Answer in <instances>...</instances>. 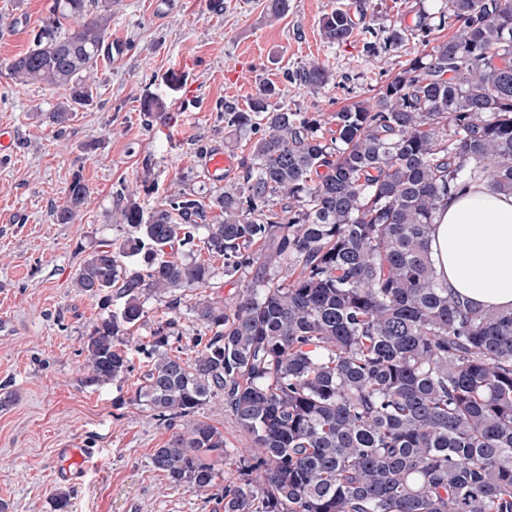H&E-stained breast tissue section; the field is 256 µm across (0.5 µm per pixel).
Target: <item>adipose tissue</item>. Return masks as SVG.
<instances>
[{"instance_id":"adipose-tissue-1","label":"adipose tissue","mask_w":512,"mask_h":512,"mask_svg":"<svg viewBox=\"0 0 512 512\" xmlns=\"http://www.w3.org/2000/svg\"><path fill=\"white\" fill-rule=\"evenodd\" d=\"M429 248L449 291L481 309H512V195L483 184L450 191Z\"/></svg>"}]
</instances>
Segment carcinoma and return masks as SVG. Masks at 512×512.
Returning a JSON list of instances; mask_svg holds the SVG:
<instances>
[{
    "mask_svg": "<svg viewBox=\"0 0 512 512\" xmlns=\"http://www.w3.org/2000/svg\"><path fill=\"white\" fill-rule=\"evenodd\" d=\"M445 8L452 35L336 112L334 129L277 105L272 84L246 110L225 106L252 141L238 181L149 214L130 190L119 215L131 233L76 273L106 311L82 348L88 386L129 372L149 297L177 310L197 291L195 356L172 349L177 321L159 325L138 346L147 370L133 404L173 429L152 467L220 491L224 512H512V310L449 292L429 250L450 190L512 194V0ZM111 23L112 0H52L29 49L4 63L17 85L68 90L52 124L92 102ZM355 26L341 7L320 19L329 44ZM297 77L316 91L332 74L311 62ZM88 196L73 176L55 222L74 223ZM176 245L185 253L165 252ZM273 264L288 274L247 279ZM221 274L243 279L231 306L199 292ZM213 398L248 438L233 480L224 432L198 418Z\"/></svg>",
    "mask_w": 512,
    "mask_h": 512,
    "instance_id": "cac0c4a2",
    "label": "carcinoma"
}]
</instances>
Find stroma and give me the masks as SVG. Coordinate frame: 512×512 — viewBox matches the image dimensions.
I'll return each mask as SVG.
<instances>
[{
	"instance_id": "1",
	"label": "stroma",
	"mask_w": 512,
	"mask_h": 512,
	"mask_svg": "<svg viewBox=\"0 0 512 512\" xmlns=\"http://www.w3.org/2000/svg\"><path fill=\"white\" fill-rule=\"evenodd\" d=\"M52 0H0V64L24 53ZM347 5L358 22L352 36L330 45L319 21ZM440 0H288L287 12L266 15V0H112L108 37L123 42L122 60L99 59L90 105L63 128L43 114L63 90L14 84L0 67V126L12 128L16 151L0 160V502L7 512H53L56 490L68 512H224L220 496L170 485L150 461L170 431L133 405L141 357L113 383L87 386L81 353L103 312L74 286V277L101 241L125 238L117 223L125 189L145 210L192 192L208 199L219 182L197 157L215 148L249 159L250 144L232 135L225 105L247 109L260 85L278 102L323 118L368 98L450 28L414 27ZM412 35L391 43L389 30ZM318 61L332 72L319 91L304 88L298 68ZM164 109L146 113V97ZM90 194L80 217L58 224L73 176ZM90 449L83 475L66 476L64 445Z\"/></svg>"
}]
</instances>
